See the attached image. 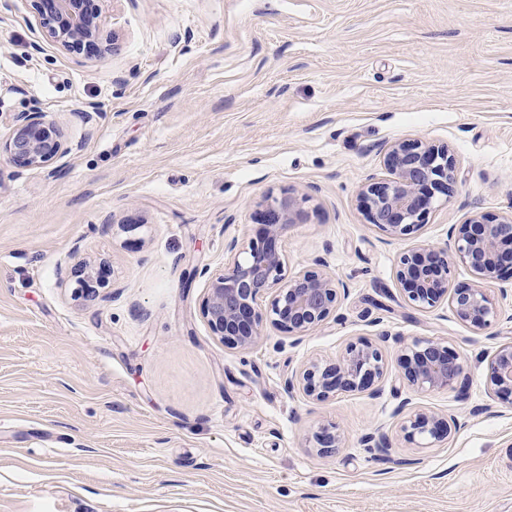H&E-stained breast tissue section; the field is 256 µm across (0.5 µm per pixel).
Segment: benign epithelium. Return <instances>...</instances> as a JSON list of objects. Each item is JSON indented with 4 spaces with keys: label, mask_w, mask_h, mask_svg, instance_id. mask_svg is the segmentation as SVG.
I'll list each match as a JSON object with an SVG mask.
<instances>
[{
    "label": "benign epithelium",
    "mask_w": 512,
    "mask_h": 512,
    "mask_svg": "<svg viewBox=\"0 0 512 512\" xmlns=\"http://www.w3.org/2000/svg\"><path fill=\"white\" fill-rule=\"evenodd\" d=\"M44 37L59 49L87 50L102 60L111 52L98 16L86 0H31ZM67 153L60 129L38 108L13 117L12 132L0 143V156L19 169H42ZM385 178L364 185L358 194L366 222L390 237L417 234L427 223L436 194L450 197L457 181L456 161L445 145L422 140L395 142L382 157ZM260 231L247 247L227 245L223 269H201L208 277L207 293L200 310L211 332L237 348H252L263 336L268 320L279 331L302 337L336 311L346 286L335 275L321 269H306L288 277L286 258L278 238L289 224H305L309 212L291 191L268 195L260 203ZM451 245L419 240L398 257L396 279L402 284L404 301L413 308L432 309L447 303L461 321L477 331L495 324L500 312L487 283L512 281V214L500 218L474 215L452 225ZM461 264L476 277L466 288L450 287L452 267ZM68 279L90 293L98 282L95 267L79 261ZM273 293L268 312L259 300ZM403 380L415 392L459 387L464 390L466 372L459 355L442 341L416 339L403 354ZM384 377L382 350L369 340L350 343L335 361L311 360L287 381L288 390L298 389L306 397L324 401L339 392L365 391ZM487 384L498 397L512 405V343L495 351L487 365ZM452 417L414 409L400 428L410 441L426 445L440 443L451 434ZM317 452L331 454L343 447L334 426L319 428L313 435ZM375 457H389L390 443L380 433L362 440Z\"/></svg>",
    "instance_id": "obj_1"
}]
</instances>
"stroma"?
I'll return each mask as SVG.
<instances>
[{"label": "stroma", "instance_id": "obj_1", "mask_svg": "<svg viewBox=\"0 0 512 512\" xmlns=\"http://www.w3.org/2000/svg\"><path fill=\"white\" fill-rule=\"evenodd\" d=\"M104 60L44 40L30 0H0V141L40 108L69 148L44 169L0 159V512H512V404L487 388L512 342V293L478 332L449 305L409 307L405 246L366 224L363 183L397 141L447 145L450 201L420 238L512 213V0H92ZM293 191L310 219L278 246L286 276L324 259L348 286L301 338L265 325L249 350L201 315L200 268ZM105 265L73 293L77 261ZM441 339L458 389L404 386L402 354ZM384 349L378 394L288 391L312 359ZM455 416L429 448L403 399ZM336 426L344 446L318 454ZM383 432L379 461L362 437ZM313 442V448L322 455L335 453L339 448H343V440L340 433L336 431V426L319 428L313 435Z\"/></svg>", "mask_w": 512, "mask_h": 512}]
</instances>
